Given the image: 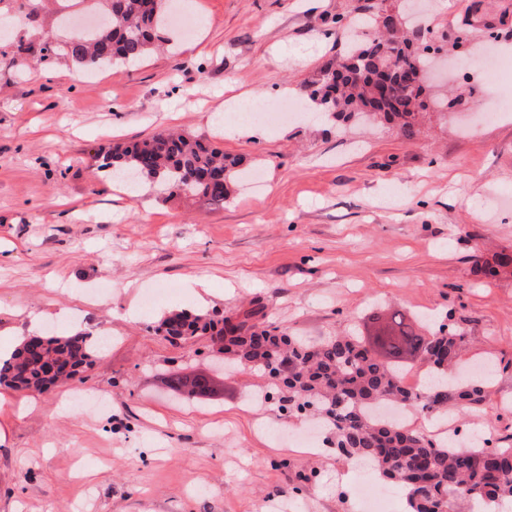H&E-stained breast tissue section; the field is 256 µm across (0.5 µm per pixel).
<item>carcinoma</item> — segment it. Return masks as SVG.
Here are the masks:
<instances>
[{
	"instance_id": "cac0c4a2",
	"label": "carcinoma",
	"mask_w": 512,
	"mask_h": 512,
	"mask_svg": "<svg viewBox=\"0 0 512 512\" xmlns=\"http://www.w3.org/2000/svg\"><path fill=\"white\" fill-rule=\"evenodd\" d=\"M99 24L70 37L60 46L46 36L38 44L17 45V52L47 63L63 54L87 68L143 61L167 27L162 0H102ZM433 46L412 42L399 29L374 33L353 44L345 61L331 65L304 84L303 94L323 112L347 120L360 114L369 122L397 127L405 136L418 132L419 118L429 108L425 88L410 72L426 71ZM96 170L123 175L170 197H192L219 205L232 191L244 158L228 155L200 139L159 132L97 154ZM243 317L171 314L158 332L173 339L209 335L221 351L244 369L260 370L273 380L265 397L291 414L315 410L336 452L362 461L389 481L408 490L409 512H445L458 499L474 503H512V448L473 447L458 450L426 433L378 413L380 403L417 406L427 415H442L462 404L480 405L486 377L470 380L453 368L467 347V336L443 327L427 334L400 313L376 329L386 348L384 358L366 336L347 333L310 343L276 327ZM45 357L26 354L23 342L0 360V384L15 390L41 391L61 379L79 375L97 354L95 340L79 333L47 336ZM418 359L429 376L423 392L401 385L400 369Z\"/></svg>"
}]
</instances>
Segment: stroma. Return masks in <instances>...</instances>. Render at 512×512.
<instances>
[{
	"mask_svg": "<svg viewBox=\"0 0 512 512\" xmlns=\"http://www.w3.org/2000/svg\"><path fill=\"white\" fill-rule=\"evenodd\" d=\"M373 0H184L195 36L169 26L164 50L134 68L86 70L64 56L24 67L17 42L66 41L64 12L90 0H0V339L101 331L112 344L68 383L40 393L0 385V512H357L373 483L391 512L404 492L377 472L313 449L315 430L277 403L261 372L220 371L219 345L170 340L168 312L262 310L311 341L397 309L468 339V360L494 358L483 411L463 429L512 445V77L478 67L426 84L456 98L412 138L327 118L305 104L269 127L234 100L267 106L342 57ZM344 27H336L335 18ZM451 59L489 46L512 64V0H430L416 21ZM498 113L481 121L480 113ZM175 129L245 157L263 185L223 206L163 198L94 176L112 143ZM205 277L204 296L185 283ZM203 372L221 400H182L166 373ZM78 392L106 408L70 405Z\"/></svg>",
	"mask_w": 512,
	"mask_h": 512,
	"instance_id": "35a3bbf8",
	"label": "stroma"
}]
</instances>
